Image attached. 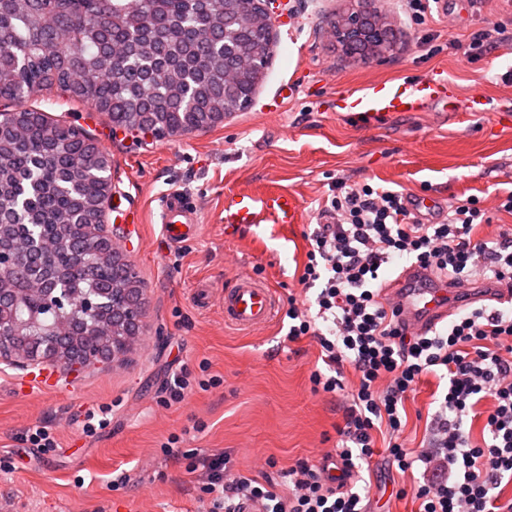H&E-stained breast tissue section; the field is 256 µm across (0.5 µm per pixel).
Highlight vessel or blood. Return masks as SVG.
Here are the masks:
<instances>
[{
    "mask_svg": "<svg viewBox=\"0 0 512 512\" xmlns=\"http://www.w3.org/2000/svg\"><path fill=\"white\" fill-rule=\"evenodd\" d=\"M338 100L342 110L369 122L391 114L419 112L433 104L442 103L457 112H483L488 105L487 97L480 93L466 97L451 93L448 80L439 71L421 80L369 83L339 95ZM302 215L298 196L288 190L275 189L259 196L239 191L224 198V239L237 241L245 229L263 224L284 228L300 223ZM159 222L165 234L175 241L196 232L200 218L192 201L174 190L160 201ZM378 299L396 308L399 320L411 330L422 333L448 320L464 304L493 301L510 305L512 291L472 285L448 287L412 267L403 271L391 286L382 288ZM220 304L225 325L245 332L266 327L278 308L272 288L246 272L234 277Z\"/></svg>",
    "mask_w": 512,
    "mask_h": 512,
    "instance_id": "b4317fda",
    "label": "vessel or blood"
}]
</instances>
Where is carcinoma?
<instances>
[{"label":"carcinoma","mask_w":512,"mask_h":512,"mask_svg":"<svg viewBox=\"0 0 512 512\" xmlns=\"http://www.w3.org/2000/svg\"><path fill=\"white\" fill-rule=\"evenodd\" d=\"M270 44L261 0H27L0 7V250L22 239L32 248L11 270L0 269V322L10 327L0 357L17 348L40 354L55 343L60 355L79 356L139 325L122 321L126 303L142 304L141 280L114 251L112 240L86 227L101 223L111 190V161L103 146L63 122L26 107L55 88L106 113L124 128L150 125L160 134L209 128L212 114L245 109L267 62L240 72L237 89L224 90V57ZM63 237L70 247L53 256L38 245ZM43 283L61 293L64 309L48 311L36 294L9 288ZM115 302L96 319L92 300ZM76 327L78 341H58L60 321Z\"/></svg>","instance_id":"obj_1"}]
</instances>
